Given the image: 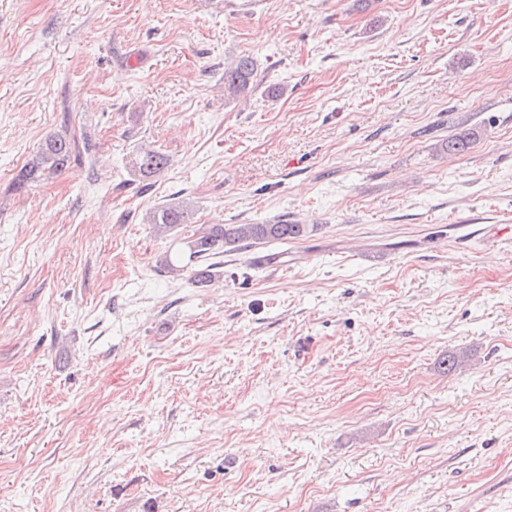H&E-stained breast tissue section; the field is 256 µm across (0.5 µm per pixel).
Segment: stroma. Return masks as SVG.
I'll return each instance as SVG.
<instances>
[{"label":"stroma","mask_w":512,"mask_h":512,"mask_svg":"<svg viewBox=\"0 0 512 512\" xmlns=\"http://www.w3.org/2000/svg\"><path fill=\"white\" fill-rule=\"evenodd\" d=\"M55 135L82 162L12 190ZM279 218L315 230L161 265ZM491 224L512 0H0V512H512ZM256 64L249 56L240 57L234 64L224 67V95H244L253 82ZM135 164V168L141 177L150 178L159 174L167 167L168 158L165 154L154 148H144L139 152ZM148 218L149 224H154L158 232L170 234L183 224H191L193 211L187 202L178 200L155 208ZM314 230V225L288 224V221L273 224H209L185 238L183 246L166 251L161 265L170 273L190 269L193 282L206 286L214 278L212 265L207 264L206 260L217 250H239L259 242L299 239L309 236Z\"/></svg>","instance_id":"1"}]
</instances>
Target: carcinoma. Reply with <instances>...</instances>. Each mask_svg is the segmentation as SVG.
Segmentation results:
<instances>
[{
  "instance_id": "1",
  "label": "carcinoma",
  "mask_w": 512,
  "mask_h": 512,
  "mask_svg": "<svg viewBox=\"0 0 512 512\" xmlns=\"http://www.w3.org/2000/svg\"><path fill=\"white\" fill-rule=\"evenodd\" d=\"M256 64L249 56L239 58L224 68V95L236 97L245 94L253 82ZM77 139L61 136L48 138L41 150L26 164L14 179L13 187L22 188L37 183L52 174H59L80 160ZM168 158L162 152L144 148L136 159V170L141 176L150 178L162 172ZM191 206L178 200L155 208L149 213V223L157 231L171 233L175 228L192 222ZM315 227L309 224H290L276 221L272 224H209L183 242V246L172 249L163 256L161 265L170 273L190 270L193 282L206 286L214 274L207 257L223 250H239L244 246L268 241H288L309 236Z\"/></svg>"
}]
</instances>
